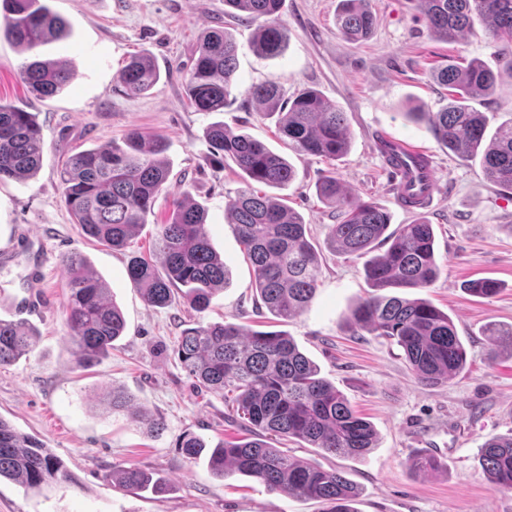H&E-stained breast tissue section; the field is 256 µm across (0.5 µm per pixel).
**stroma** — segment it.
Masks as SVG:
<instances>
[{
	"label": "stroma",
	"mask_w": 512,
	"mask_h": 512,
	"mask_svg": "<svg viewBox=\"0 0 512 512\" xmlns=\"http://www.w3.org/2000/svg\"><path fill=\"white\" fill-rule=\"evenodd\" d=\"M45 2L65 23L61 39L24 52L0 38V102L34 113L43 137L36 175L0 182V248L15 249L13 261L0 264V318H16L29 293L42 299L28 317L39 332L38 346L0 368V418L62 458L76 484L32 494L1 481L0 512H320L317 501L268 492L236 472L214 476L205 459L181 455L178 443L188 434L211 444L249 435L223 397L196 386L173 352L185 328L224 321L288 333L374 426L377 446L362 458L325 456L294 439L280 443L289 456L347 473L360 491L357 512H512V492L494 490L477 460L488 438L512 433V352L489 356L486 333L492 325H512V190L490 183L479 158L448 151L425 125L404 115L411 101L430 112L447 105L448 89L432 73L458 57L500 73V47L484 27L445 42L430 33L411 0H369L373 31L353 42L336 28L338 0H283L287 46L264 58L251 48L256 23L225 11L224 0ZM213 30L229 32L238 46L236 86L223 111L197 112L188 103L187 74L199 37ZM144 54L161 78L146 94L132 97L118 75L132 57ZM36 57L67 60L75 74L71 84L51 97L31 95L20 70ZM265 81L276 82L287 98L312 87L335 102L350 130L347 153L329 162L286 144L275 118L249 95ZM474 106L490 126L511 119L512 77L501 75L493 95ZM217 121L262 141L295 168V180L272 195L303 216L320 271L314 299L288 322L262 308L244 249L225 217L224 203L242 179L235 165L219 163L209 152L204 131ZM135 128L164 137L169 176L146 226L117 250L75 224L59 171L79 152L123 144ZM384 137L423 150L435 171V199L424 215L434 227L440 275L416 295L448 313L467 347L468 364L434 388L417 382L400 348L353 331L351 312L372 289L363 259L329 250L326 234L336 211L316 194L317 183L332 170L350 192L387 209L392 225L410 223L413 214L397 204L376 145ZM184 192L205 208L210 243L229 270L228 284L202 312L180 298L164 308L149 306L127 276L131 256L161 264L156 227ZM71 253L90 262L126 322L124 335L90 368L76 363L65 326L63 259ZM37 266L42 276L36 280ZM482 277L500 283L493 297L468 291L470 281ZM114 388L163 419V434L151 435L126 415L112 413L106 395ZM422 450L437 455L445 473L410 472L409 458ZM116 466L163 478L166 488L152 493L116 486L106 479Z\"/></svg>",
	"instance_id": "35a3bbf8"
}]
</instances>
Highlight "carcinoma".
Returning a JSON list of instances; mask_svg holds the SVG:
<instances>
[{"instance_id": "1", "label": "carcinoma", "mask_w": 512, "mask_h": 512, "mask_svg": "<svg viewBox=\"0 0 512 512\" xmlns=\"http://www.w3.org/2000/svg\"><path fill=\"white\" fill-rule=\"evenodd\" d=\"M430 32L445 42L455 41L475 24L485 27L493 42L512 48V0H412ZM283 0H224L244 20L264 19L254 37L257 54L282 53L288 31L279 21ZM374 24L368 0H340L336 28L349 39L367 36ZM60 17L44 0H0V34L25 50H33L63 35ZM237 45L223 31H211L199 42L189 70L187 92L198 112H222L235 86ZM30 93L49 97L73 80L62 61L34 60L22 67ZM501 73L480 61L450 63L437 78L451 92L439 112H409L448 149L478 155L485 177L512 188V120L487 133L485 116L470 101L491 96ZM160 79L149 56L135 57L120 71L126 94L140 96ZM250 96L266 115L278 116L280 133L305 155L334 161L350 144L346 117L336 104L312 88L300 90L288 109L274 82L252 87ZM211 147L243 174V186L225 201L224 211L249 257L254 288L263 305L286 322L299 315L317 289L319 257L307 238L300 215L282 201L261 194L255 185L283 187L296 177L294 167L262 142L236 134L222 122L206 128ZM166 145L158 134L129 131L125 146L108 143L77 153L60 170L63 201L84 234L114 249L126 247L147 224L157 195L169 171L163 154ZM41 128L30 112L0 102V181L23 180L39 169ZM321 199L333 205L337 223L330 225L332 247L358 258L381 246L384 253L371 257L364 273L376 293L360 301L351 314L356 328L392 340L405 355L415 379L424 386L448 382L467 365L468 352L448 314L423 299L384 293L387 288H428L438 278L435 237L431 224L421 218L387 233L390 215L373 202L348 192L336 172L318 185ZM161 266L133 256L127 273L150 306L173 302L174 291L194 310L204 311L212 295L227 278L224 260L213 250L205 231V209L188 193L172 200L169 221L158 225ZM69 275L66 326L81 367H90L112 349L126 322L109 300L106 284L79 254L63 259ZM491 279L469 283L480 297L497 294ZM491 347L512 350V327L488 329ZM39 341L34 327L23 320L0 319V367L32 353ZM178 360L197 383L233 395L232 408L252 438L223 442L207 448L197 436L179 444L183 456H204L218 476L228 471L255 479L270 492L312 499L322 512H355L351 503L358 488L341 471L324 469L289 457L271 440L297 439L333 456L364 457L376 444L372 425L359 416L347 398L320 376L318 367L282 331L251 330L224 322L186 329L176 348ZM112 410L125 411L135 421L143 414L131 396L112 392ZM479 464L495 489L512 490V434L491 437L479 449ZM412 473H439L443 466L428 452L408 461ZM112 482L130 490L160 492L165 484L136 468H114ZM12 480L28 490L75 483L64 462L38 439L18 432L0 419V479Z\"/></svg>"}]
</instances>
